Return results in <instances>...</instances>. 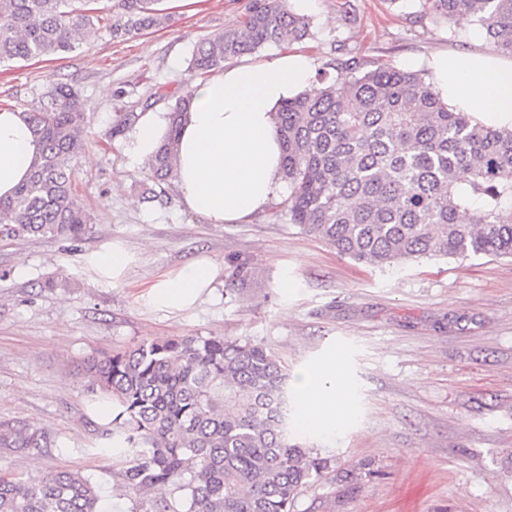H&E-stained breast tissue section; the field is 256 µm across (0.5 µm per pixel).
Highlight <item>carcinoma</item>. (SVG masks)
Here are the masks:
<instances>
[{
  "label": "carcinoma",
  "instance_id": "obj_1",
  "mask_svg": "<svg viewBox=\"0 0 512 512\" xmlns=\"http://www.w3.org/2000/svg\"><path fill=\"white\" fill-rule=\"evenodd\" d=\"M100 0H0V63L32 61L91 43ZM161 0H118L112 37L162 29ZM448 23L470 16L492 51L512 58V0H422ZM310 21L290 0H250L242 23L199 41L190 71L204 76L266 44L301 41ZM320 72L321 90L277 112L290 223L372 267L427 258L512 257V128L485 126L445 105L423 74L353 56ZM169 111L147 161L161 184L175 175L180 117ZM40 152L27 181L0 200V240L77 241L89 217L73 193L86 112L67 85L22 113ZM91 392L112 402V428L92 448L124 458L125 488L167 489L151 512H294L312 473L329 468L291 431L288 369L250 341L188 336L90 355L78 364ZM44 431L0 423V453L46 448ZM100 491L79 472L0 475V512H98Z\"/></svg>",
  "mask_w": 512,
  "mask_h": 512
}]
</instances>
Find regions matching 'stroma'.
<instances>
[{
    "instance_id": "35a3bbf8",
    "label": "stroma",
    "mask_w": 512,
    "mask_h": 512,
    "mask_svg": "<svg viewBox=\"0 0 512 512\" xmlns=\"http://www.w3.org/2000/svg\"><path fill=\"white\" fill-rule=\"evenodd\" d=\"M249 2L163 0L169 27L116 39L117 0H102L93 44L0 65V111L35 108L61 82L78 91L87 127L74 185L91 224L79 241H0V422L53 440L0 454V474L68 468L92 479L102 504L145 512L152 495L124 488L119 458L89 453L107 425L74 366L144 341L221 336L264 346L290 375L328 363L343 379L342 419L304 437L332 471L303 488L295 512H512V258L361 265L290 223L278 199L249 223H208L135 156L128 114L169 111L191 85L196 43L239 25ZM291 5L309 36L262 46L251 62L300 52L324 70L352 56L422 70L437 52L489 50L472 26L421 15L419 0ZM112 242L133 256L119 282L85 262ZM202 257L219 273L195 310L143 299L162 273ZM285 279L298 290L284 293Z\"/></svg>"
}]
</instances>
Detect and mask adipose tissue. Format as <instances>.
<instances>
[{"mask_svg": "<svg viewBox=\"0 0 512 512\" xmlns=\"http://www.w3.org/2000/svg\"><path fill=\"white\" fill-rule=\"evenodd\" d=\"M428 71L449 107L485 125L512 127V59L440 53ZM317 90L315 64L302 53L263 63L229 62L193 87L194 103L182 118L175 147V182L184 208L212 224H243L264 211L283 185L277 110L289 98ZM36 155L21 114L0 111V199L13 196ZM216 274V265L202 258L164 274L144 297L159 309L184 312L196 306ZM295 389L304 430L335 427L345 401L334 370L311 367Z\"/></svg>", "mask_w": 512, "mask_h": 512, "instance_id": "1", "label": "adipose tissue"}]
</instances>
